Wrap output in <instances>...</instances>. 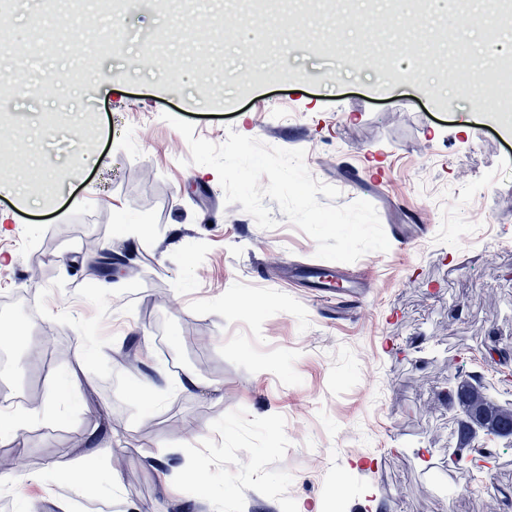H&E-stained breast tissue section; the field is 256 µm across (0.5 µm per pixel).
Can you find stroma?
Listing matches in <instances>:
<instances>
[{
  "label": "stroma",
  "mask_w": 512,
  "mask_h": 512,
  "mask_svg": "<svg viewBox=\"0 0 512 512\" xmlns=\"http://www.w3.org/2000/svg\"><path fill=\"white\" fill-rule=\"evenodd\" d=\"M216 6L75 16L123 42L87 64L60 34L31 56L44 93L0 104V316L39 298L0 397L41 418L0 441L37 476L0 488V512H504L512 445L449 467L462 413L447 394L474 372L496 403L512 389L493 351L512 342V131L488 98L512 29L474 34L481 10L458 0H384L378 23L347 0L281 14L247 54L201 37ZM149 37L164 62L146 61ZM165 112L215 144L233 130L304 150L339 204L370 202L407 244L344 264L365 286L353 308L288 284L315 241L280 210L263 229L226 204ZM104 252L135 268L108 293ZM68 371L79 385L52 406ZM187 372L199 389L166 390ZM87 456L88 488L58 478Z\"/></svg>",
  "instance_id": "35a3bbf8"
}]
</instances>
